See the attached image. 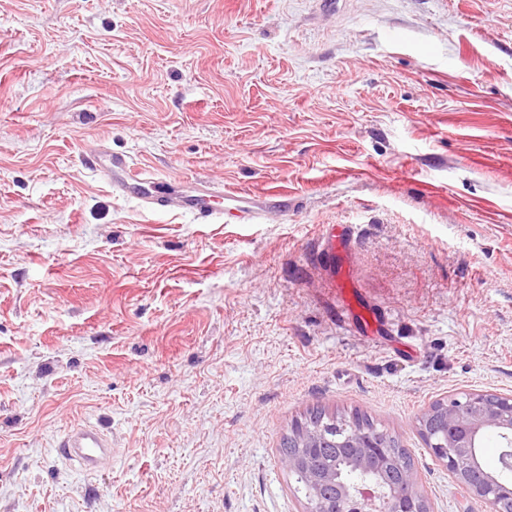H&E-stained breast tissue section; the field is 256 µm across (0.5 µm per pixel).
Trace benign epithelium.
I'll list each match as a JSON object with an SVG mask.
<instances>
[{"label": "benign epithelium", "mask_w": 512, "mask_h": 512, "mask_svg": "<svg viewBox=\"0 0 512 512\" xmlns=\"http://www.w3.org/2000/svg\"><path fill=\"white\" fill-rule=\"evenodd\" d=\"M419 425L434 457L446 466L469 498L488 504L504 493L512 497V485L504 483V476L512 473V394L461 393L433 404ZM343 430L345 438L339 447L350 463L358 467L377 463L398 473L403 483L413 488L415 506L404 505L386 480L350 485L334 470H315L305 497V512H328L322 504L333 488L344 501L343 512H433L419 491L415 467L363 426L349 422ZM490 433L505 441L497 472L484 468L480 454L483 439ZM294 438L301 452L281 457L283 467L290 472L311 464L319 448L327 443L322 430L305 425L294 431Z\"/></svg>", "instance_id": "7a95c632"}]
</instances>
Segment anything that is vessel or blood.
I'll return each instance as SVG.
<instances>
[{
  "label": "vessel or blood",
  "instance_id": "vessel-or-blood-1",
  "mask_svg": "<svg viewBox=\"0 0 512 512\" xmlns=\"http://www.w3.org/2000/svg\"><path fill=\"white\" fill-rule=\"evenodd\" d=\"M87 162L91 168L117 172L115 187L144 200L151 210L188 212L200 218H208L215 213L209 191L202 190L194 195L161 192L158 182L144 177L138 168L123 157L101 153L88 157ZM55 451L62 461L77 464L79 470L88 473L97 471L114 454L111 437L105 430L93 425L72 427L56 442Z\"/></svg>",
  "mask_w": 512,
  "mask_h": 512
}]
</instances>
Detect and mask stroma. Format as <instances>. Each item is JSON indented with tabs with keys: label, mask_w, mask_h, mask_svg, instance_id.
I'll return each instance as SVG.
<instances>
[{
	"label": "stroma",
	"mask_w": 512,
	"mask_h": 512,
	"mask_svg": "<svg viewBox=\"0 0 512 512\" xmlns=\"http://www.w3.org/2000/svg\"><path fill=\"white\" fill-rule=\"evenodd\" d=\"M466 391L512 393V0H0V512H303L316 406L489 512L418 425ZM93 169H102L109 173L117 172L120 177L112 181L114 187L144 200L152 211L188 212L199 218H208L216 214L212 205L211 193L202 190L195 195H177L161 192L160 183L147 177L131 165L124 157H114L110 154L85 155L84 157ZM62 461L75 463L79 471L92 473L112 459V438L105 430L93 425H75L55 446ZM289 436L297 440L302 450L297 455H282L281 463L283 467L292 474L298 490H301L302 493L305 494L306 488L311 483V473L309 469L305 467L295 469L301 465H310L313 458L318 453L319 448H321V451L315 458L314 464L321 465L325 468L335 467L336 470L341 472L342 477L351 482L362 479L363 475L361 473H355L350 470L346 458L342 456L337 448H322L328 441L325 438L324 432L319 428H309L302 425L294 431V435L289 434Z\"/></svg>",
	"instance_id": "35a3bbf8"
}]
</instances>
